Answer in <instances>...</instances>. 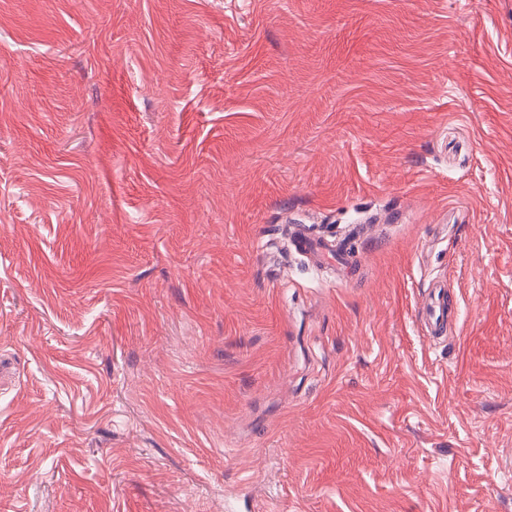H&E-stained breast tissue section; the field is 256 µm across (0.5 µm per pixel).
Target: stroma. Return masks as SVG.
I'll return each instance as SVG.
<instances>
[{
    "label": "stroma",
    "instance_id": "obj_1",
    "mask_svg": "<svg viewBox=\"0 0 512 512\" xmlns=\"http://www.w3.org/2000/svg\"><path fill=\"white\" fill-rule=\"evenodd\" d=\"M244 493L512 512V0H0V512ZM447 281L435 280L421 308V318L436 338L448 330Z\"/></svg>",
    "mask_w": 512,
    "mask_h": 512
}]
</instances>
